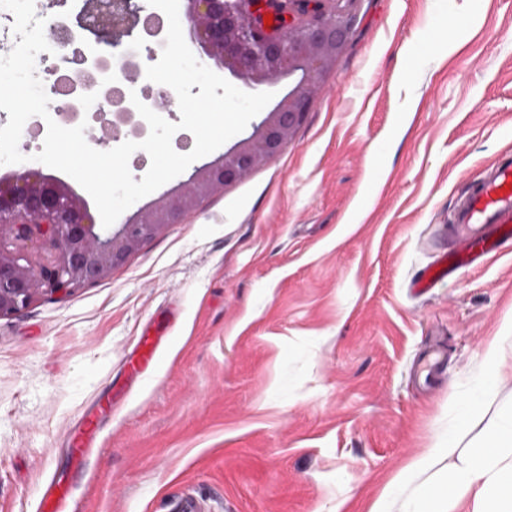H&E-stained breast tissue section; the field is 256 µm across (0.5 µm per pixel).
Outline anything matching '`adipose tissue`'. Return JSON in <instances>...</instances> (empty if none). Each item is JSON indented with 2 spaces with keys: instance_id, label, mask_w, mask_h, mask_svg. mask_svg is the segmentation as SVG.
Here are the masks:
<instances>
[{
  "instance_id": "1",
  "label": "adipose tissue",
  "mask_w": 512,
  "mask_h": 512,
  "mask_svg": "<svg viewBox=\"0 0 512 512\" xmlns=\"http://www.w3.org/2000/svg\"><path fill=\"white\" fill-rule=\"evenodd\" d=\"M484 366L475 395L457 414L455 431L412 458L410 470L422 472L443 461L446 475L409 501L405 512H512V412L491 423L466 460L455 458L458 431L471 424L478 406L495 389L502 366L496 342L486 345Z\"/></svg>"
}]
</instances>
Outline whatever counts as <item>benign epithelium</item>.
Wrapping results in <instances>:
<instances>
[{"mask_svg":"<svg viewBox=\"0 0 512 512\" xmlns=\"http://www.w3.org/2000/svg\"><path fill=\"white\" fill-rule=\"evenodd\" d=\"M183 35L209 68L227 72L245 89L288 81V93L224 155L197 168L176 194H164L117 232L100 226L88 203L66 182L30 166L0 177V316L25 308L38 291L70 292L105 278L144 241L180 223L202 199L243 179L279 153L303 123L312 90L323 82L352 32L355 17L326 0H294L283 25L264 15L281 12L279 0H186ZM141 0H81L74 13L49 16L50 42L65 62L100 67L76 47L87 40L110 54L141 40ZM45 242L55 255L34 267L28 247Z\"/></svg>","mask_w":512,"mask_h":512,"instance_id":"benign-epithelium-1","label":"benign epithelium"}]
</instances>
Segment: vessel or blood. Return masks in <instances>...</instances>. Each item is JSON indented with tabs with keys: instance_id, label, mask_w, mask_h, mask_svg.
<instances>
[{
	"instance_id": "obj_1",
	"label": "vessel or blood",
	"mask_w": 512,
	"mask_h": 512,
	"mask_svg": "<svg viewBox=\"0 0 512 512\" xmlns=\"http://www.w3.org/2000/svg\"><path fill=\"white\" fill-rule=\"evenodd\" d=\"M451 246L439 260L425 270L414 287L426 292L450 278L464 265L482 263L496 249L512 247V159L490 165L486 176L476 180L458 202L450 230ZM98 421L85 415L79 434L71 440V457L75 468H85L88 450L96 442ZM71 497V486L60 479L52 480L48 493L41 499L38 512H64Z\"/></svg>"
}]
</instances>
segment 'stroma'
<instances>
[{
    "instance_id": "obj_1",
    "label": "stroma",
    "mask_w": 512,
    "mask_h": 512,
    "mask_svg": "<svg viewBox=\"0 0 512 512\" xmlns=\"http://www.w3.org/2000/svg\"><path fill=\"white\" fill-rule=\"evenodd\" d=\"M350 9L283 151L107 278L0 317V512H36L55 474L72 512H369L399 475L403 512L432 478L405 466L453 426L494 337L507 367L457 457L512 409V249L412 287L456 199L512 158V0ZM88 411L102 446L78 470Z\"/></svg>"
}]
</instances>
